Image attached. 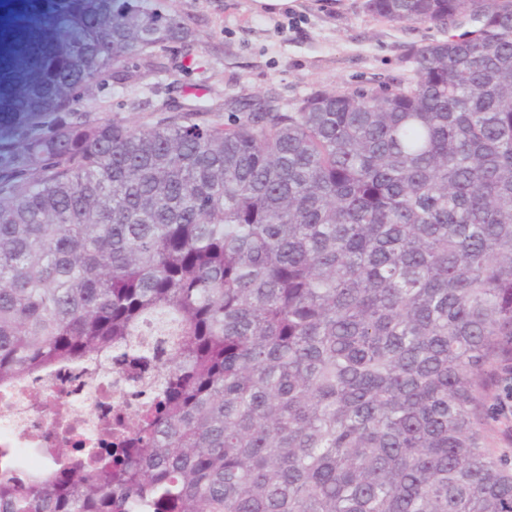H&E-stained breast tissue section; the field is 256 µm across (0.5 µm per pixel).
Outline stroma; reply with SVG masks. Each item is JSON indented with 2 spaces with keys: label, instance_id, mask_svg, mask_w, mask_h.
<instances>
[{
  "label": "stroma",
  "instance_id": "stroma-1",
  "mask_svg": "<svg viewBox=\"0 0 512 512\" xmlns=\"http://www.w3.org/2000/svg\"><path fill=\"white\" fill-rule=\"evenodd\" d=\"M166 12L190 17L191 46L168 48L165 70L125 87L91 90L80 105L93 117L117 115L129 124L147 121L153 107L177 106L194 97L224 101L272 94L293 104L325 88L376 90L410 77V49L445 39L427 23L376 18L364 0H290L263 10L256 0H157ZM67 0H0V70L19 67L18 48L29 38L47 41ZM512 354L490 368L481 407L486 446L512 467V418L499 415L496 395Z\"/></svg>",
  "mask_w": 512,
  "mask_h": 512
}]
</instances>
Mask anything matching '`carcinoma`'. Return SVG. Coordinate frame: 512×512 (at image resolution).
<instances>
[{
  "mask_svg": "<svg viewBox=\"0 0 512 512\" xmlns=\"http://www.w3.org/2000/svg\"><path fill=\"white\" fill-rule=\"evenodd\" d=\"M444 40L390 91L76 111L189 21L71 0L0 130V387L132 365L144 396L0 512H512L485 448L512 337V0H365Z\"/></svg>",
  "mask_w": 512,
  "mask_h": 512,
  "instance_id": "cac0c4a2",
  "label": "carcinoma"
}]
</instances>
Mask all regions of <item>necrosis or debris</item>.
<instances>
[{"label":"necrosis or debris","mask_w":512,"mask_h":512,"mask_svg":"<svg viewBox=\"0 0 512 512\" xmlns=\"http://www.w3.org/2000/svg\"><path fill=\"white\" fill-rule=\"evenodd\" d=\"M69 405L68 420L47 415L30 399L32 390ZM127 382L121 370H99L80 363L56 367L51 373L29 378L10 393L0 392V446L17 449L27 471L36 473L46 461L44 448L70 441L74 435L95 436L104 412L123 402L126 410L135 404L127 398Z\"/></svg>","instance_id":"1"}]
</instances>
